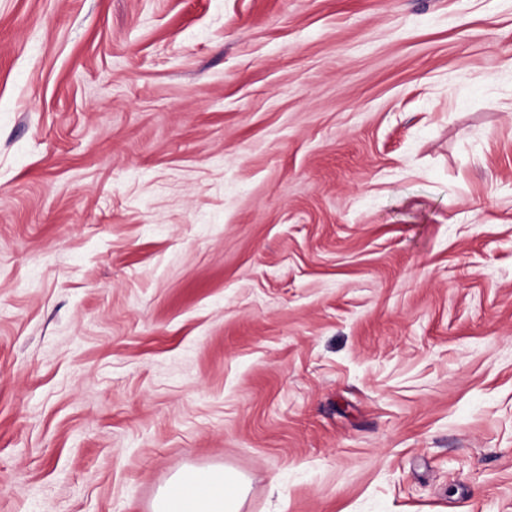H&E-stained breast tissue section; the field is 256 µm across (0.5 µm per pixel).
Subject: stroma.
<instances>
[{"label": "stroma", "instance_id": "35a3bbf8", "mask_svg": "<svg viewBox=\"0 0 512 512\" xmlns=\"http://www.w3.org/2000/svg\"><path fill=\"white\" fill-rule=\"evenodd\" d=\"M512 512V0H0V512ZM248 492L244 476L228 467H186L160 490L153 512H240Z\"/></svg>", "mask_w": 512, "mask_h": 512}]
</instances>
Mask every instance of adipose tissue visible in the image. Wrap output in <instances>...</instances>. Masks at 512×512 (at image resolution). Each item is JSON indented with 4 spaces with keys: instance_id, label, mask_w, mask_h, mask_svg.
<instances>
[{
    "instance_id": "obj_1",
    "label": "adipose tissue",
    "mask_w": 512,
    "mask_h": 512,
    "mask_svg": "<svg viewBox=\"0 0 512 512\" xmlns=\"http://www.w3.org/2000/svg\"><path fill=\"white\" fill-rule=\"evenodd\" d=\"M248 492L244 476L228 467H186L160 490L153 512H241Z\"/></svg>"
}]
</instances>
